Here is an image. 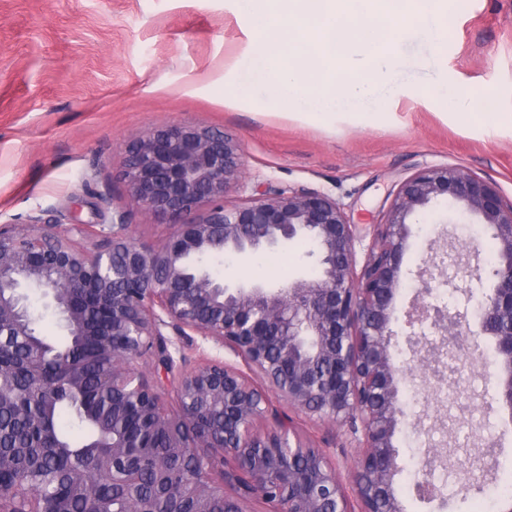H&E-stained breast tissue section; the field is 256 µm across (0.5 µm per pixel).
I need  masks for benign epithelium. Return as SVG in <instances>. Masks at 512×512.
Here are the masks:
<instances>
[{
  "label": "benign epithelium",
  "instance_id": "obj_1",
  "mask_svg": "<svg viewBox=\"0 0 512 512\" xmlns=\"http://www.w3.org/2000/svg\"><path fill=\"white\" fill-rule=\"evenodd\" d=\"M240 145L201 125L171 124L131 139L120 170L130 194L165 224L175 225L158 248L136 243L125 211L102 210L95 230L39 217L0 225V337L30 353L27 387L40 400L29 417L45 433L56 403L78 397L83 416L98 426L90 462L70 460L62 486L45 494L15 475L0 451V512H248L249 501L275 503L269 512H401L394 480L402 471L393 437L408 423L400 386L412 368L394 362L391 328L401 287L408 224L444 204L484 224L497 246L491 292L468 319L426 303L435 288H456L459 274L482 279L479 247L431 256L420 291L405 312L407 345L421 363L451 367L454 386L472 369L469 347L490 337L500 356L495 400L512 421V201L489 179L462 166L434 165L402 181L374 225L363 261L360 237L344 209L315 189L278 191L228 207L225 194L243 187ZM208 206L201 211L202 206ZM96 238L94 248L81 245ZM298 238L313 242L321 274L286 286L231 288L201 266L210 253L251 255ZM49 298L65 331L86 337L85 348L105 365L95 394L85 391L81 357L54 358L39 337L23 287ZM170 327L191 345L211 340L241 356L247 375L217 359L181 371L173 387L147 372L156 359L174 360L162 338ZM14 373L0 365V416L27 413ZM174 393L177 409L166 405ZM274 393L296 414L328 422L352 436L356 469L345 483L320 448L304 443L294 420L270 411ZM112 395L121 423L100 428L99 398ZM150 469L153 489L142 490ZM112 486V497L98 488Z\"/></svg>",
  "mask_w": 512,
  "mask_h": 512
}]
</instances>
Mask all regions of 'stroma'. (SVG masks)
<instances>
[{
  "mask_svg": "<svg viewBox=\"0 0 512 512\" xmlns=\"http://www.w3.org/2000/svg\"><path fill=\"white\" fill-rule=\"evenodd\" d=\"M437 24L447 29L446 40L417 26L395 44L396 67L383 94L396 102L387 115L368 124H325L289 117L260 90L234 97L252 33L242 0H0V224L60 213L92 224L96 194L105 190L114 209L130 214L135 241L161 246L173 225L159 223L131 196L119 170L133 136L172 123H200L240 143L244 186L227 193L229 206L274 191L317 189L365 235L381 222L400 182L446 164L495 181L512 200V125L446 114L431 94L443 83L465 90L476 105L492 99L497 112L512 113V0H448ZM474 238L484 243L479 260L488 267L494 243L484 225L448 223L441 208L410 225L396 297L400 316L392 323L398 335L407 333L401 313L416 295L424 260L465 250ZM309 249L297 241L245 261L217 256L205 264L229 283L279 284L317 276ZM275 256L282 267H270ZM163 334L173 358L246 367L213 342L183 344L169 327ZM392 354L424 386L418 396L414 384L401 388L403 409L421 421L418 430L405 427L393 438L403 465L394 483L403 512H499L492 480L461 490L465 456L450 452L461 422L480 418L482 394L495 390L493 339H482L475 354L480 378L447 404L403 340ZM295 424L350 475L356 453L340 430L302 415ZM429 455L437 462L427 471ZM426 478L442 487L443 500L418 498L415 485Z\"/></svg>",
  "mask_w": 512,
  "mask_h": 512,
  "instance_id": "stroma-1",
  "label": "stroma"
}]
</instances>
